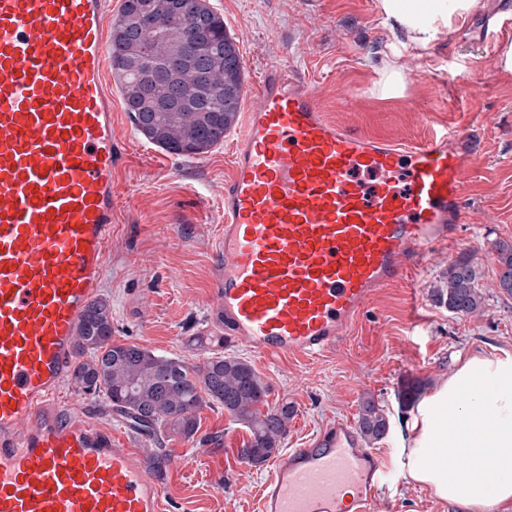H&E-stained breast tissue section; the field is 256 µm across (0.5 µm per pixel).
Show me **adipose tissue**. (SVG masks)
Listing matches in <instances>:
<instances>
[{
  "mask_svg": "<svg viewBox=\"0 0 512 512\" xmlns=\"http://www.w3.org/2000/svg\"><path fill=\"white\" fill-rule=\"evenodd\" d=\"M480 0H378L386 20L424 47ZM401 469L461 512L512 507V352L462 353L416 403L402 440Z\"/></svg>",
  "mask_w": 512,
  "mask_h": 512,
  "instance_id": "1",
  "label": "adipose tissue"
}]
</instances>
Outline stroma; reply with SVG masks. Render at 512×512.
<instances>
[{
  "label": "stroma",
  "instance_id": "obj_1",
  "mask_svg": "<svg viewBox=\"0 0 512 512\" xmlns=\"http://www.w3.org/2000/svg\"><path fill=\"white\" fill-rule=\"evenodd\" d=\"M208 4L239 49L245 87L289 53L324 112L352 131L417 143L435 128L478 126L485 156L465 175L469 221L454 242L431 248L403 280L377 291L327 352L256 355L205 324L216 303L210 275L235 131L209 152L171 154L136 131L113 83L115 221L99 290L112 308V336L198 366L218 351L244 358L268 385L269 407L286 403L294 410L281 444L286 452L336 420H357L363 402L375 401L390 428L372 449L388 463L390 477L370 512H460L410 482L392 461L398 428L409 414L400 400L404 386L418 381L430 392L451 373L459 351H512V296L498 286L496 262L499 243H512V71L496 63L501 48L512 43V0H481L424 48L411 47L378 0ZM392 64L402 66L404 84L389 94L383 84ZM452 66L462 68L465 81H475L474 96H467L465 81H449ZM464 251L473 257L484 302L474 313L456 315L431 291ZM57 399L65 413L121 433L131 448L148 454V436L131 432L102 397L68 381ZM199 417L200 434L220 440L202 448L197 440L173 438L161 512H258L272 462L254 466L241 458L249 433L223 409L207 408Z\"/></svg>",
  "mask_w": 512,
  "mask_h": 512
}]
</instances>
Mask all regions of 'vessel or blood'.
<instances>
[{
    "instance_id": "b4317fda",
    "label": "vessel or blood",
    "mask_w": 512,
    "mask_h": 512,
    "mask_svg": "<svg viewBox=\"0 0 512 512\" xmlns=\"http://www.w3.org/2000/svg\"><path fill=\"white\" fill-rule=\"evenodd\" d=\"M109 0H0V512H160L163 479L120 434L64 417L76 328L112 235ZM400 147L330 120L291 60L241 114L208 313L255 353L332 348L376 289L467 223L479 140ZM384 465L337 422L275 465L260 512H368Z\"/></svg>"
}]
</instances>
